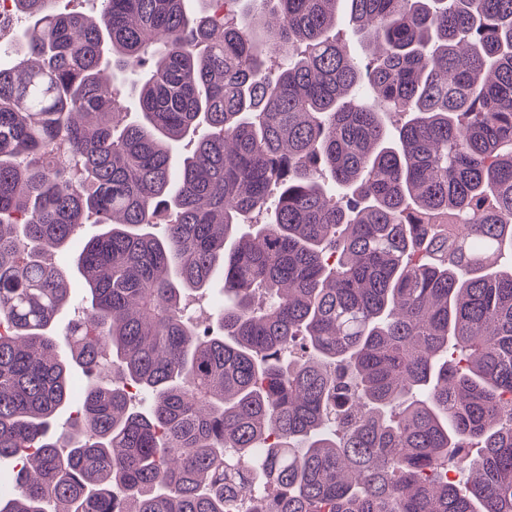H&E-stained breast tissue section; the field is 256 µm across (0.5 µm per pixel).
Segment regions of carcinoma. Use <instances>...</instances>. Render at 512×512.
<instances>
[{
	"label": "carcinoma",
	"mask_w": 512,
	"mask_h": 512,
	"mask_svg": "<svg viewBox=\"0 0 512 512\" xmlns=\"http://www.w3.org/2000/svg\"><path fill=\"white\" fill-rule=\"evenodd\" d=\"M14 2L0 512H512V0ZM99 231L98 224H83L80 232L79 238L71 245L70 250H65L55 254V260L59 263H65L66 268L71 274V265H72V257L74 255L77 247L84 242L90 236L96 234ZM70 288L72 293L71 306L65 308L59 316L58 323L60 328L62 329L67 322L74 318L73 308L77 307L85 300V292L82 285V279L78 274L70 275Z\"/></svg>",
	"instance_id": "cac0c4a2"
}]
</instances>
